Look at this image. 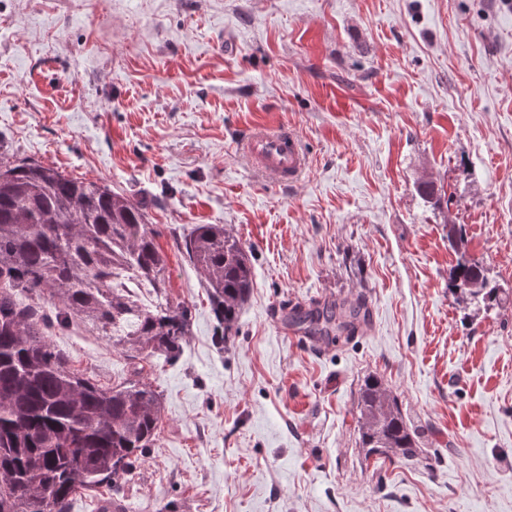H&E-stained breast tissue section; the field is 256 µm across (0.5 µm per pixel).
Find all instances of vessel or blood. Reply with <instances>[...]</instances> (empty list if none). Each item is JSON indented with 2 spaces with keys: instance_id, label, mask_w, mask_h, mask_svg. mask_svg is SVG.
<instances>
[{
  "instance_id": "obj_1",
  "label": "vessel or blood",
  "mask_w": 512,
  "mask_h": 512,
  "mask_svg": "<svg viewBox=\"0 0 512 512\" xmlns=\"http://www.w3.org/2000/svg\"><path fill=\"white\" fill-rule=\"evenodd\" d=\"M248 153L266 174L278 179H296L304 168V156L294 133L264 127L248 134Z\"/></svg>"
}]
</instances>
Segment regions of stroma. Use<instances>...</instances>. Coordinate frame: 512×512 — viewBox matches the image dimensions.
I'll return each instance as SVG.
<instances>
[{
  "label": "stroma",
  "mask_w": 512,
  "mask_h": 512,
  "mask_svg": "<svg viewBox=\"0 0 512 512\" xmlns=\"http://www.w3.org/2000/svg\"><path fill=\"white\" fill-rule=\"evenodd\" d=\"M261 123L301 138L298 180L240 154ZM30 160L141 202L191 309L180 355L142 361L163 409L128 512H512V0H0V161ZM197 224L250 249L222 346L176 246ZM452 224L499 305L449 292ZM360 294L366 329L296 342L291 304ZM48 338L100 386L132 376L81 320ZM370 375L413 461L361 448Z\"/></svg>",
  "instance_id": "obj_1"
}]
</instances>
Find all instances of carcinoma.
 Instances as JSON below:
<instances>
[{"instance_id":"1","label":"carcinoma","mask_w":512,"mask_h":512,"mask_svg":"<svg viewBox=\"0 0 512 512\" xmlns=\"http://www.w3.org/2000/svg\"><path fill=\"white\" fill-rule=\"evenodd\" d=\"M157 236L141 203L104 184L34 161L0 162V512H69L77 492L104 485L117 494L154 446L162 401L142 368L102 387L68 366L47 329L79 318L135 362L178 356L191 310L170 298ZM177 245L201 276L222 346L252 286L248 250L222 224H197ZM448 245L458 253L448 288L476 303L496 301L499 288L465 257L463 225H448ZM115 266L150 282L156 303L136 307L113 288ZM22 294L51 299L55 319ZM368 321L363 297L287 316L311 336ZM358 409L368 454L413 460L414 435L381 378L363 380Z\"/></svg>"}]
</instances>
